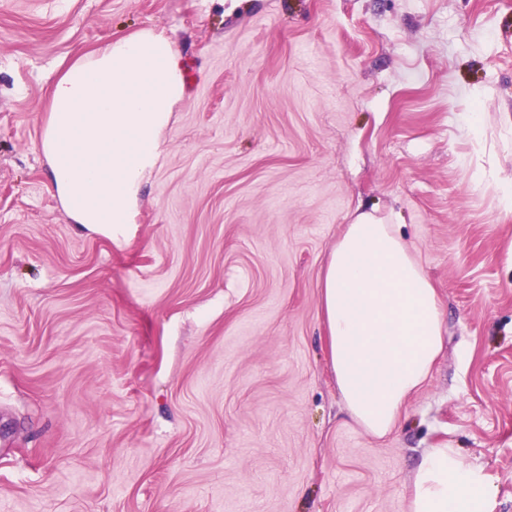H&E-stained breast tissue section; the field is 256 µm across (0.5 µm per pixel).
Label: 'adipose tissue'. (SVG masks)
I'll list each match as a JSON object with an SVG mask.
<instances>
[{
    "mask_svg": "<svg viewBox=\"0 0 512 512\" xmlns=\"http://www.w3.org/2000/svg\"><path fill=\"white\" fill-rule=\"evenodd\" d=\"M186 92L177 44L151 30L111 39L52 81L35 149L73 223L107 235L133 223ZM321 304L346 412L385 437L443 350L437 291L396 225L362 213L336 242ZM491 495L482 469L458 449L431 448L410 479L408 512H487Z\"/></svg>",
    "mask_w": 512,
    "mask_h": 512,
    "instance_id": "1",
    "label": "adipose tissue"
}]
</instances>
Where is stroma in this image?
<instances>
[{"mask_svg":"<svg viewBox=\"0 0 512 512\" xmlns=\"http://www.w3.org/2000/svg\"><path fill=\"white\" fill-rule=\"evenodd\" d=\"M143 29L187 95L110 238L34 144L56 74ZM361 212L443 316L382 439L321 311ZM445 447L512 512V0H0V512H407Z\"/></svg>","mask_w":512,"mask_h":512,"instance_id":"35a3bbf8","label":"stroma"}]
</instances>
